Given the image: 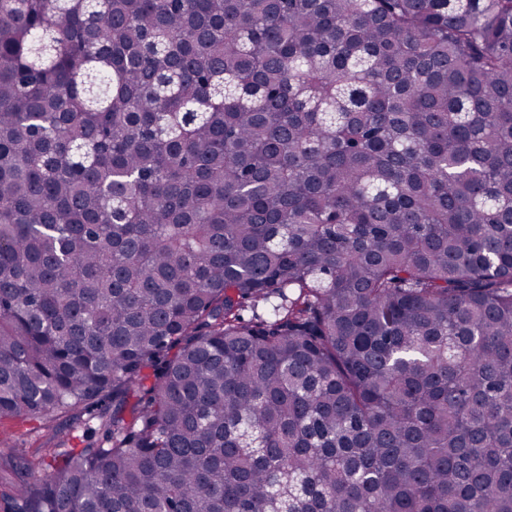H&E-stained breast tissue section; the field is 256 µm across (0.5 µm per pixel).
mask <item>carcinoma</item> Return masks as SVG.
Listing matches in <instances>:
<instances>
[{
  "label": "carcinoma",
  "instance_id": "1",
  "mask_svg": "<svg viewBox=\"0 0 512 512\" xmlns=\"http://www.w3.org/2000/svg\"><path fill=\"white\" fill-rule=\"evenodd\" d=\"M18 421L8 512H512V0H0ZM38 426L36 422L7 424L3 429L9 441L16 448H36L44 442V432L33 429Z\"/></svg>",
  "mask_w": 512,
  "mask_h": 512
}]
</instances>
